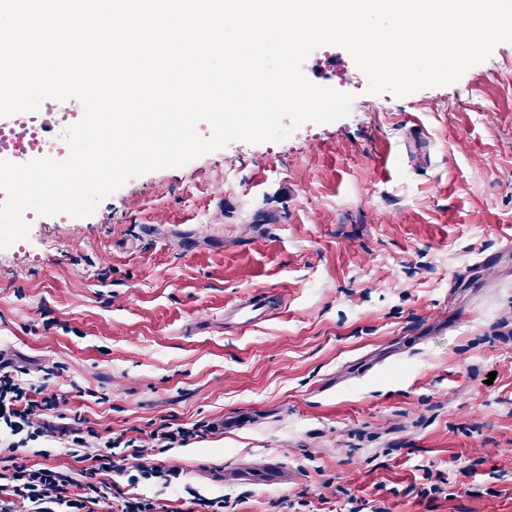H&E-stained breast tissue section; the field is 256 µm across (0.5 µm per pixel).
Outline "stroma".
<instances>
[{
  "label": "stroma",
  "instance_id": "obj_1",
  "mask_svg": "<svg viewBox=\"0 0 512 512\" xmlns=\"http://www.w3.org/2000/svg\"><path fill=\"white\" fill-rule=\"evenodd\" d=\"M510 240L512 43L38 217L0 255V358L67 405L18 462L79 477L106 430L154 472L97 469L102 491L170 512H512ZM164 423L197 434L152 446ZM272 464L289 483L222 477Z\"/></svg>",
  "mask_w": 512,
  "mask_h": 512
}]
</instances>
